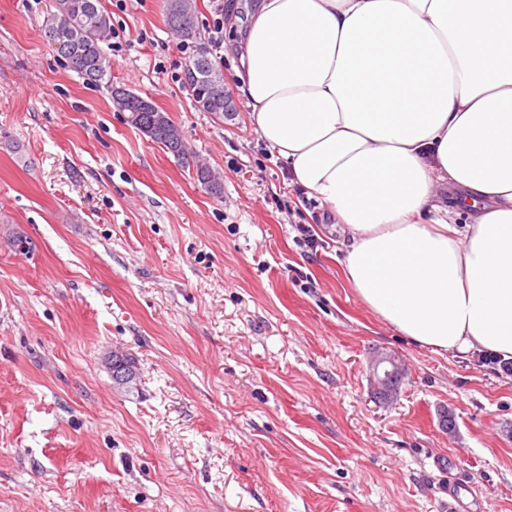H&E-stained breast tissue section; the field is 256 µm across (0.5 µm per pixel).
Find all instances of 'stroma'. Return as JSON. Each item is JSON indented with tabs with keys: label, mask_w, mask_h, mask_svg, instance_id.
Instances as JSON below:
<instances>
[{
	"label": "stroma",
	"mask_w": 512,
	"mask_h": 512,
	"mask_svg": "<svg viewBox=\"0 0 512 512\" xmlns=\"http://www.w3.org/2000/svg\"><path fill=\"white\" fill-rule=\"evenodd\" d=\"M55 3L0 0V512H452L461 449L480 512H512V372L362 303L347 226L235 91L234 33L210 52L229 111L201 112L164 0H101L114 85L180 127L217 197L52 50ZM381 354L404 368L387 401Z\"/></svg>",
	"instance_id": "1"
}]
</instances>
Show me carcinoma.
I'll list each match as a JSON object with an SVG mask.
<instances>
[{"label": "carcinoma", "instance_id": "carcinoma-1", "mask_svg": "<svg viewBox=\"0 0 512 512\" xmlns=\"http://www.w3.org/2000/svg\"><path fill=\"white\" fill-rule=\"evenodd\" d=\"M166 26L175 34L183 31L182 41L197 42L200 36L196 0H165ZM49 45L77 72L86 84L106 88L115 108L127 89L112 84V62L103 50L112 35L110 16L103 10L100 0H56V12L49 15L42 26ZM193 58L204 61L198 82L184 76L183 86L201 112H224V75L201 47ZM126 121L151 141L165 147L173 155L186 159L189 147L168 114L153 108H138L128 113ZM197 180L212 194L223 192L219 173L207 166H196Z\"/></svg>", "mask_w": 512, "mask_h": 512}]
</instances>
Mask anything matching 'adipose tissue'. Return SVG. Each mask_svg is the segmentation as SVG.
I'll return each instance as SVG.
<instances>
[{
    "mask_svg": "<svg viewBox=\"0 0 512 512\" xmlns=\"http://www.w3.org/2000/svg\"><path fill=\"white\" fill-rule=\"evenodd\" d=\"M236 89L351 232L342 272L415 344L512 359V0H258ZM475 207L458 228L443 216Z\"/></svg>",
    "mask_w": 512,
    "mask_h": 512,
    "instance_id": "adipose-tissue-1",
    "label": "adipose tissue"
}]
</instances>
